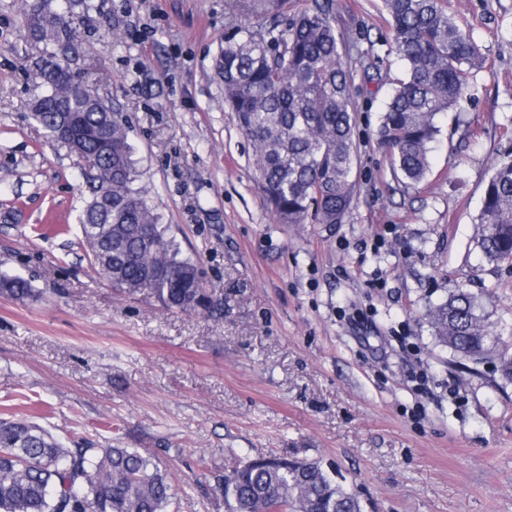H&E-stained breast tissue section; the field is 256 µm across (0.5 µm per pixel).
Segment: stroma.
I'll use <instances>...</instances> for the list:
<instances>
[{"instance_id":"35a3bbf8","label":"stroma","mask_w":512,"mask_h":512,"mask_svg":"<svg viewBox=\"0 0 512 512\" xmlns=\"http://www.w3.org/2000/svg\"><path fill=\"white\" fill-rule=\"evenodd\" d=\"M483 63L440 114L429 174L402 184L376 143L403 66L381 0H335L354 74L360 157L338 224H280L214 71L242 0H71L63 58L116 108L138 181L194 259L214 309L121 294L79 247L85 162L33 118L52 46L0 0V417L67 444L158 456L169 512H227L216 476L261 456L321 461L363 512H512V382L459 363L430 311L478 294L512 348V264L483 259L475 219L512 155V0H447Z\"/></svg>"}]
</instances>
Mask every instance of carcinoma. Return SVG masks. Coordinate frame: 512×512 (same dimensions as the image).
Masks as SVG:
<instances>
[{"label": "carcinoma", "instance_id": "carcinoma-1", "mask_svg": "<svg viewBox=\"0 0 512 512\" xmlns=\"http://www.w3.org/2000/svg\"><path fill=\"white\" fill-rule=\"evenodd\" d=\"M390 29L383 42L403 62L380 116L377 143L386 150L394 178L421 181L430 170L436 118L464 98L471 71L482 63L466 24L448 14L446 0H382ZM35 42H52L51 0ZM264 0L244 8L265 17L263 31L239 25L216 60L224 103L253 143L263 199L281 224H339L355 196L358 146L352 100L353 73L341 62L344 37L336 29L332 0H310L289 22L262 10ZM46 85L34 119L48 135L64 111L80 112L84 126L112 137L108 154L93 139L83 154L111 184L106 197L92 195L82 218V244L101 276L129 295L145 289L164 306L182 312L207 310L212 300L195 262L160 223L137 187L126 127L117 111L89 108L66 99L64 79H77L69 65L50 60L41 69ZM112 209V222L100 210ZM149 224L155 247L145 245ZM476 240L491 263H512V159L500 161L489 178L476 218ZM0 293L25 297L30 282L0 279ZM439 340L459 358L496 352L504 378L512 379V354L504 336L487 322L479 298L463 289L430 313ZM215 488L228 512H361L320 462L257 457L217 476ZM172 485L152 456L135 448H71L41 425L0 418V512H168Z\"/></svg>", "mask_w": 512, "mask_h": 512}]
</instances>
